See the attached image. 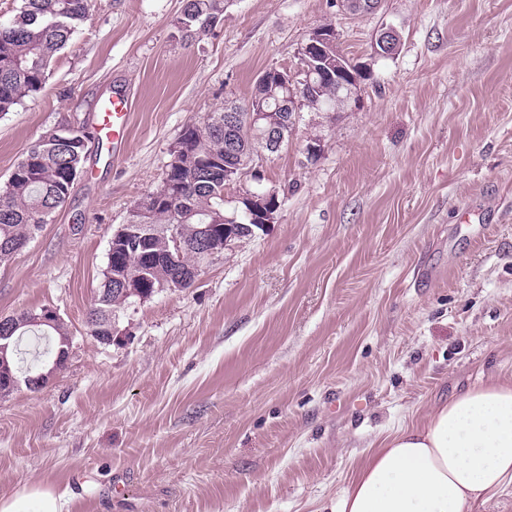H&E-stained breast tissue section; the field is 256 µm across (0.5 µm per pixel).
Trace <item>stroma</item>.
<instances>
[{
    "label": "stroma",
    "instance_id": "obj_1",
    "mask_svg": "<svg viewBox=\"0 0 512 512\" xmlns=\"http://www.w3.org/2000/svg\"><path fill=\"white\" fill-rule=\"evenodd\" d=\"M184 4L93 0L44 90L0 116L1 185L47 131L133 99L121 146L89 141L63 208L0 263V318L51 307L72 339L45 387L0 395V497L42 482L71 512H333L374 442L512 377V0H226L193 36ZM324 24L371 77L264 163L276 222L98 343L112 230L182 130L246 105ZM382 27L394 55L373 53Z\"/></svg>",
    "mask_w": 512,
    "mask_h": 512
}]
</instances>
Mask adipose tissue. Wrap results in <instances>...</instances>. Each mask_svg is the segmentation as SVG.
Returning a JSON list of instances; mask_svg holds the SVG:
<instances>
[{"label":"adipose tissue","mask_w":512,"mask_h":512,"mask_svg":"<svg viewBox=\"0 0 512 512\" xmlns=\"http://www.w3.org/2000/svg\"><path fill=\"white\" fill-rule=\"evenodd\" d=\"M512 489V379L435 404L372 449L336 512H481ZM65 494L35 483L0 512H68Z\"/></svg>","instance_id":"adipose-tissue-1"}]
</instances>
